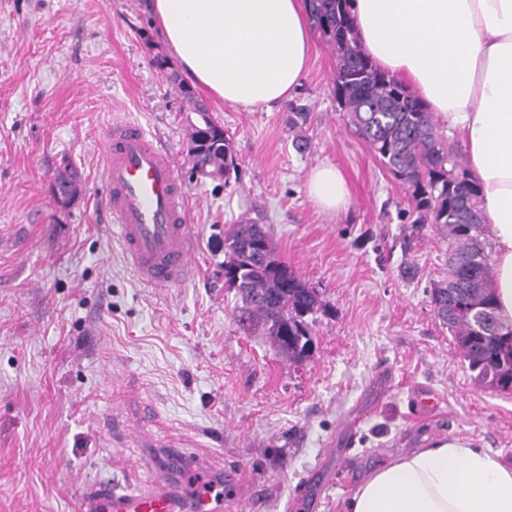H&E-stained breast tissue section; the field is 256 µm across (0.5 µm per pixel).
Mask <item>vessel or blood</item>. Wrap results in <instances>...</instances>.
Wrapping results in <instances>:
<instances>
[{"label": "vessel or blood", "instance_id": "obj_1", "mask_svg": "<svg viewBox=\"0 0 512 512\" xmlns=\"http://www.w3.org/2000/svg\"><path fill=\"white\" fill-rule=\"evenodd\" d=\"M105 201L118 224L126 257L154 286L183 281L191 272L193 238L187 195L172 154L137 124H113L104 135ZM224 484L184 492L168 480L139 490L102 485L80 498L78 512H223Z\"/></svg>", "mask_w": 512, "mask_h": 512}]
</instances>
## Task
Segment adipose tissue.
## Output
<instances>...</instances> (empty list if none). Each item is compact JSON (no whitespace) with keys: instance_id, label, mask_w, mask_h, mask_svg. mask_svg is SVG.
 I'll use <instances>...</instances> for the list:
<instances>
[{"instance_id":"ef3b65f1","label":"adipose tissue","mask_w":512,"mask_h":512,"mask_svg":"<svg viewBox=\"0 0 512 512\" xmlns=\"http://www.w3.org/2000/svg\"><path fill=\"white\" fill-rule=\"evenodd\" d=\"M188 82L245 110L287 101L313 49L304 0H147ZM364 51L462 140L481 188L498 316L512 324V0H354ZM309 199L347 209L333 164L315 166ZM347 512H512V468L453 437L372 472Z\"/></svg>"}]
</instances>
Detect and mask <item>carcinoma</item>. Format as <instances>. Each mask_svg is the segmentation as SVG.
I'll return each mask as SVG.
<instances>
[{
    "label": "carcinoma",
    "instance_id": "1",
    "mask_svg": "<svg viewBox=\"0 0 512 512\" xmlns=\"http://www.w3.org/2000/svg\"><path fill=\"white\" fill-rule=\"evenodd\" d=\"M352 7L353 0H307L313 27L336 51V100L347 124L406 190L412 223L434 225L448 243V279L431 289L440 322L479 384L512 393V325L499 320L488 288L492 247L480 187L432 113L363 52ZM206 120L212 137L196 147L194 162L224 172L227 185L238 169L237 156L224 127ZM224 269V285L241 301L239 321L261 330L284 358H308L312 337L306 316L320 308V297L279 258L270 229L247 221L230 225L224 231ZM469 304L484 307L489 323L479 328L459 312Z\"/></svg>",
    "mask_w": 512,
    "mask_h": 512
}]
</instances>
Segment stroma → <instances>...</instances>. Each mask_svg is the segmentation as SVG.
I'll list each match as a JSON object with an SVG mask.
<instances>
[{"instance_id": "35a3bbf8", "label": "stroma", "mask_w": 512, "mask_h": 512, "mask_svg": "<svg viewBox=\"0 0 512 512\" xmlns=\"http://www.w3.org/2000/svg\"><path fill=\"white\" fill-rule=\"evenodd\" d=\"M143 0H0V512H76L85 489L163 474L152 442L224 472L231 512H344L376 468L451 437L512 464V395L478 384L430 299L447 279L432 227L336 102V55L315 39L300 87L252 112L208 101L238 158L192 176L178 90ZM306 124L288 123L292 109ZM139 124L188 193L194 258L181 283L131 268L104 210L103 138ZM336 166L346 211H319L313 167ZM79 180L66 206L50 182ZM269 225L321 299L294 363L238 324L224 286L228 225ZM155 424L141 425L143 404Z\"/></svg>"}]
</instances>
